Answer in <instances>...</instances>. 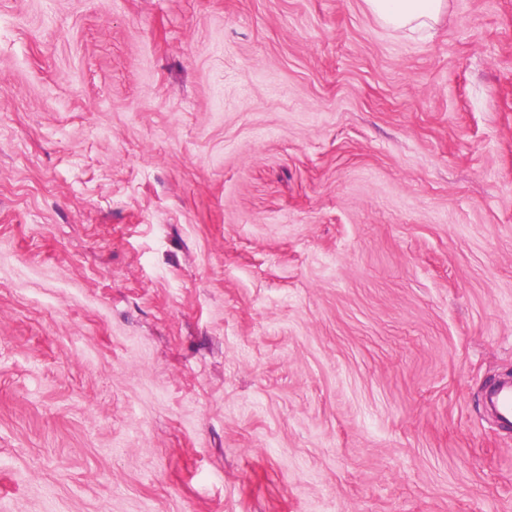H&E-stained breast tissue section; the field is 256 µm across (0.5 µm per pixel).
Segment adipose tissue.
<instances>
[{
    "label": "adipose tissue",
    "mask_w": 512,
    "mask_h": 512,
    "mask_svg": "<svg viewBox=\"0 0 512 512\" xmlns=\"http://www.w3.org/2000/svg\"><path fill=\"white\" fill-rule=\"evenodd\" d=\"M385 28L396 32H424L439 19L446 0H365Z\"/></svg>",
    "instance_id": "obj_1"
}]
</instances>
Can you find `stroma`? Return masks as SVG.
Masks as SVG:
<instances>
[{
  "label": "stroma",
  "mask_w": 512,
  "mask_h": 512,
  "mask_svg": "<svg viewBox=\"0 0 512 512\" xmlns=\"http://www.w3.org/2000/svg\"><path fill=\"white\" fill-rule=\"evenodd\" d=\"M512 0H0V512H512ZM385 28L396 32H425L439 19L445 0H364Z\"/></svg>",
  "instance_id": "35a3bbf8"
}]
</instances>
